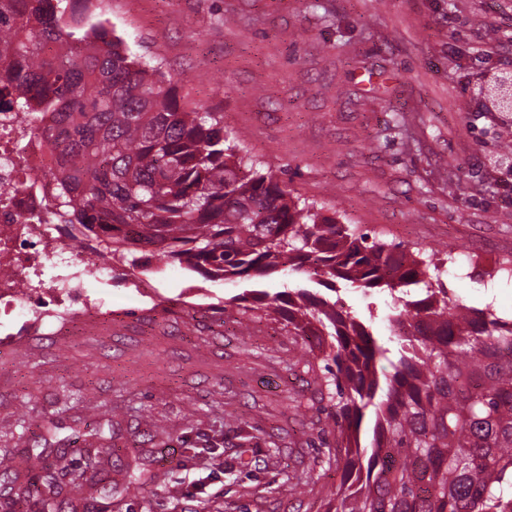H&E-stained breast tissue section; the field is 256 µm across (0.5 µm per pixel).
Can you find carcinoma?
Instances as JSON below:
<instances>
[{
	"label": "carcinoma",
	"instance_id": "cac0c4a2",
	"mask_svg": "<svg viewBox=\"0 0 512 512\" xmlns=\"http://www.w3.org/2000/svg\"><path fill=\"white\" fill-rule=\"evenodd\" d=\"M79 0H0V72L10 106L50 118L42 129L57 173L56 213L116 261L139 253L211 280L260 282L297 276L327 290H252L231 303L271 311L312 341L325 362L341 482L336 512H512V320L448 297L423 281L425 262L397 245L346 228L336 213L295 196L255 169L214 112H188L161 67L132 54ZM388 291L400 339L391 373H377L389 349L330 298L337 285ZM373 418L369 445L360 443ZM88 466L112 462L101 429ZM84 474L72 496L48 473L26 476L0 458V483L16 502L71 512L96 497L142 490Z\"/></svg>",
	"mask_w": 512,
	"mask_h": 512
}]
</instances>
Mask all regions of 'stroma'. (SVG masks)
I'll use <instances>...</instances> for the list:
<instances>
[{"label": "stroma", "mask_w": 512, "mask_h": 512, "mask_svg": "<svg viewBox=\"0 0 512 512\" xmlns=\"http://www.w3.org/2000/svg\"><path fill=\"white\" fill-rule=\"evenodd\" d=\"M130 51L216 112L263 172L356 232L441 262L449 296L512 319V0H103ZM86 278L97 317L59 331L0 319V454L44 430L84 470L79 422L112 421L113 482L135 450L158 480L88 512H324L340 484L323 362L270 312L218 308L251 287L147 258ZM339 295L397 350L388 292Z\"/></svg>", "instance_id": "stroma-1"}]
</instances>
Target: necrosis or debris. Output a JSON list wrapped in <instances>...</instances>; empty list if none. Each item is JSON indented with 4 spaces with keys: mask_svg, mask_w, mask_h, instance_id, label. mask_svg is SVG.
Returning a JSON list of instances; mask_svg holds the SVG:
<instances>
[{
    "mask_svg": "<svg viewBox=\"0 0 512 512\" xmlns=\"http://www.w3.org/2000/svg\"><path fill=\"white\" fill-rule=\"evenodd\" d=\"M49 146L29 115L0 102V310L37 315L54 303L69 315L80 302L82 316L97 308L81 296L83 243L52 216L56 181Z\"/></svg>",
    "mask_w": 512,
    "mask_h": 512,
    "instance_id": "1",
    "label": "necrosis or debris"
}]
</instances>
